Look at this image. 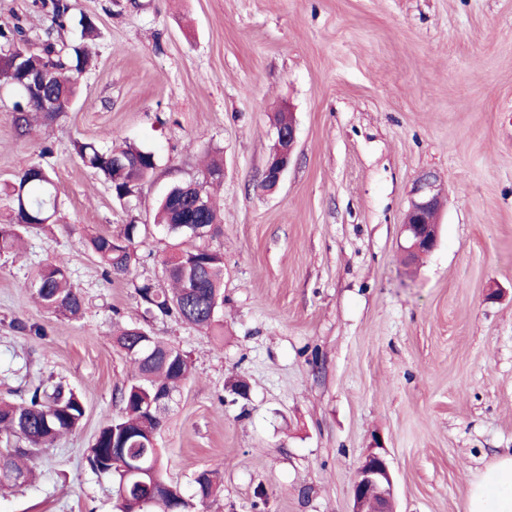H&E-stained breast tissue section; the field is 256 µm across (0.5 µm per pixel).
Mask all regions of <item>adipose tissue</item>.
<instances>
[{"mask_svg": "<svg viewBox=\"0 0 512 512\" xmlns=\"http://www.w3.org/2000/svg\"><path fill=\"white\" fill-rule=\"evenodd\" d=\"M462 512H512V453L486 466L465 498Z\"/></svg>", "mask_w": 512, "mask_h": 512, "instance_id": "ef3b65f1", "label": "adipose tissue"}]
</instances>
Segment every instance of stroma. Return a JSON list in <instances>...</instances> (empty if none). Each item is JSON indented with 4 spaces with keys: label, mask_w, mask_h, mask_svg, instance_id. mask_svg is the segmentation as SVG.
Returning a JSON list of instances; mask_svg holds the SVG:
<instances>
[{
    "label": "stroma",
    "mask_w": 512,
    "mask_h": 512,
    "mask_svg": "<svg viewBox=\"0 0 512 512\" xmlns=\"http://www.w3.org/2000/svg\"><path fill=\"white\" fill-rule=\"evenodd\" d=\"M94 18L78 100L24 138L0 88V182L33 161L60 190L54 224L0 255V398L39 383L79 393L81 426L34 461L0 512H113L87 451L119 414L133 364L112 340L139 318L136 282L164 285L155 224L176 181L210 186L223 232V335L171 317L152 336L192 359L157 438L166 478L190 489L219 466L210 512H352L360 459L380 440L395 512H460L486 465L512 452V0H76ZM42 0H0V28L38 38ZM292 112L294 159L261 188L274 115ZM154 149L127 202L74 141ZM443 190L437 249L413 268L401 224L420 175ZM145 225L130 276L85 250ZM67 262L84 310L64 319L23 284ZM234 378L250 387L231 402Z\"/></svg>",
    "instance_id": "obj_1"
}]
</instances>
